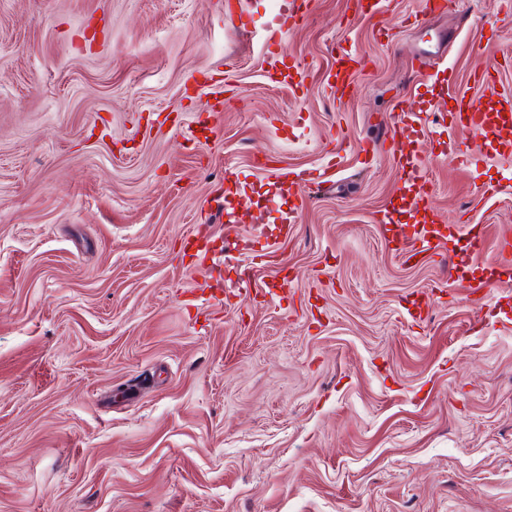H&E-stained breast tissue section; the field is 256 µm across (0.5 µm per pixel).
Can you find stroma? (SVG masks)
<instances>
[{
  "label": "stroma",
  "instance_id": "stroma-1",
  "mask_svg": "<svg viewBox=\"0 0 512 512\" xmlns=\"http://www.w3.org/2000/svg\"><path fill=\"white\" fill-rule=\"evenodd\" d=\"M276 3L0 0V512H512V149L455 101L512 99V9L311 0L269 40ZM260 154L323 170L296 222ZM432 215L446 250L399 256ZM463 107L466 108L464 118V125L475 133H484L487 132L488 125V115L487 112H484L480 106H476L473 103H464L462 101L461 104V112Z\"/></svg>",
  "mask_w": 512,
  "mask_h": 512
}]
</instances>
